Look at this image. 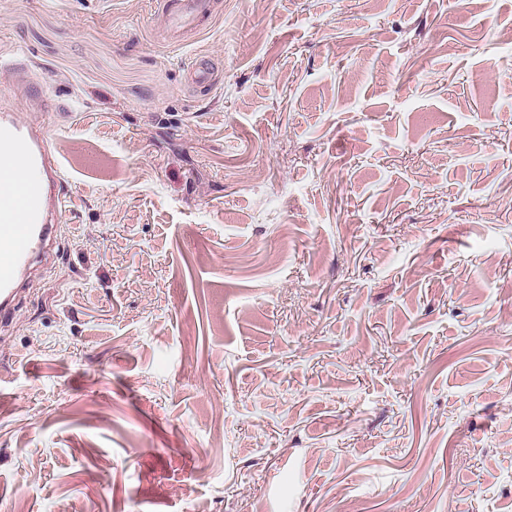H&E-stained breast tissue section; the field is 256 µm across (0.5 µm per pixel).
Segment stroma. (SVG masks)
Masks as SVG:
<instances>
[{
  "instance_id": "obj_1",
  "label": "stroma",
  "mask_w": 512,
  "mask_h": 512,
  "mask_svg": "<svg viewBox=\"0 0 512 512\" xmlns=\"http://www.w3.org/2000/svg\"><path fill=\"white\" fill-rule=\"evenodd\" d=\"M0 59L67 195L0 512H512V0H0ZM212 0H165L162 10L165 25L174 34L197 29L212 16ZM1 70L12 72L18 80L14 84L15 99L24 101L30 112H46L47 99L44 96L43 85L26 76V69L17 62L2 63Z\"/></svg>"
}]
</instances>
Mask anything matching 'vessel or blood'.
<instances>
[{
	"mask_svg": "<svg viewBox=\"0 0 512 512\" xmlns=\"http://www.w3.org/2000/svg\"><path fill=\"white\" fill-rule=\"evenodd\" d=\"M212 7V0H165V24L175 33L198 28L201 20L211 17ZM4 69L17 77L13 95L0 97V170L12 174L0 181V318H9L34 263L53 256L64 192L59 163L31 118L47 109L43 86L19 63L5 64ZM18 99L28 105L29 117L16 112ZM29 168L39 171V179L26 177Z\"/></svg>",
	"mask_w": 512,
	"mask_h": 512,
	"instance_id": "obj_1",
	"label": "vessel or blood"
}]
</instances>
